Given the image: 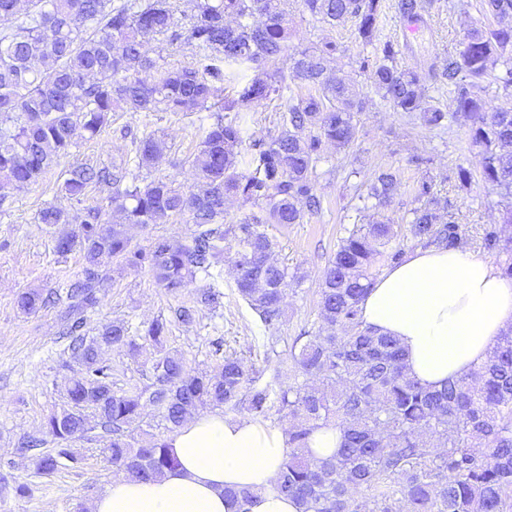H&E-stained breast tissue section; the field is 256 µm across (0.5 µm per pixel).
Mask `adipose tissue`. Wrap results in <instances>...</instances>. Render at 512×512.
Segmentation results:
<instances>
[{
	"mask_svg": "<svg viewBox=\"0 0 512 512\" xmlns=\"http://www.w3.org/2000/svg\"><path fill=\"white\" fill-rule=\"evenodd\" d=\"M360 308L364 327L399 341L409 376L438 388L482 366L512 328V279L477 252L419 249L385 269ZM162 440L175 466L148 481L113 476L89 512H300L275 488L285 430L211 412ZM241 491L248 502L235 500Z\"/></svg>",
	"mask_w": 512,
	"mask_h": 512,
	"instance_id": "adipose-tissue-1",
	"label": "adipose tissue"
}]
</instances>
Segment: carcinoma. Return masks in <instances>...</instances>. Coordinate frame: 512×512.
<instances>
[{
    "label": "carcinoma",
    "mask_w": 512,
    "mask_h": 512,
    "mask_svg": "<svg viewBox=\"0 0 512 512\" xmlns=\"http://www.w3.org/2000/svg\"><path fill=\"white\" fill-rule=\"evenodd\" d=\"M305 10L329 26L351 19L373 55L360 61L370 86L395 111L414 115L430 129L448 119L462 121L471 143L483 149L484 180L512 193V109L487 111L477 89L489 61L507 67L499 81L512 86V0H483L496 22L471 28L459 58L448 60L442 76L453 86L448 109L428 102L421 76L397 65L399 45L377 43L381 0H303ZM26 21L0 36V185L23 189L38 182L69 155L75 131L97 137L114 112H209L197 153L190 158L196 184L186 189L163 176L141 172L156 166L169 150L154 133L135 142L133 160L109 165L80 164L58 184L59 197L81 208V222L69 227V212L49 205L39 220L54 231L60 255L79 250L81 277L71 285V303L62 336L71 379L68 407L50 414L45 428L52 448L31 436L23 451L36 470L52 474L79 464L71 443L98 430L107 440L112 464L132 478L149 479L174 464L166 445L150 437L139 446L128 440L129 426L148 405L159 410L172 433L204 405L267 419L294 420L277 488L295 499L302 512H512V328L499 337L486 365L431 390L411 378L398 341L363 327L360 303L380 268L402 261L405 249L389 224H355L341 238L322 271L318 317L322 326L291 338L267 337L265 366L233 351L206 370H191L164 349L171 322L160 316L136 336L122 322L88 336L85 310L99 302L103 258L132 270L146 269L171 295L197 280L206 281L197 302L220 304L224 263L238 294L269 329L282 323L284 288L301 276L273 260L276 242L268 224H301L322 209L315 174L324 146L345 149L357 134V116L366 108L356 89L327 79V63L338 52L334 41L290 49V0H0V21L19 13ZM237 24H224V17ZM153 39L166 47L195 52L191 67H165L143 51ZM289 55L290 72H270ZM226 64H246L254 76L236 95L223 96ZM156 72L147 82L141 74ZM312 93L279 114V132L245 143L239 122L228 112H247L283 95L288 81ZM108 194L82 207L88 188ZM398 190L396 175L381 171L370 180L367 197L379 207ZM421 206L412 211L404 238L412 246L456 248L466 229L440 221L448 205L424 179L414 187ZM257 208L238 224L224 223L228 196ZM187 215L193 236L176 241L157 236L134 246L131 224L148 226ZM234 252L224 256L226 245ZM483 249L496 257L503 276L512 278V237L495 225L483 228ZM46 303L30 289L17 300L26 314ZM137 353L155 350L153 381L129 390L114 389L113 366L102 356L109 347ZM276 363L270 377L267 365ZM293 382L283 385V367ZM333 424L343 434L337 453L323 460L306 455L310 434ZM369 492L363 499L360 492Z\"/></svg>",
    "instance_id": "1"
}]
</instances>
